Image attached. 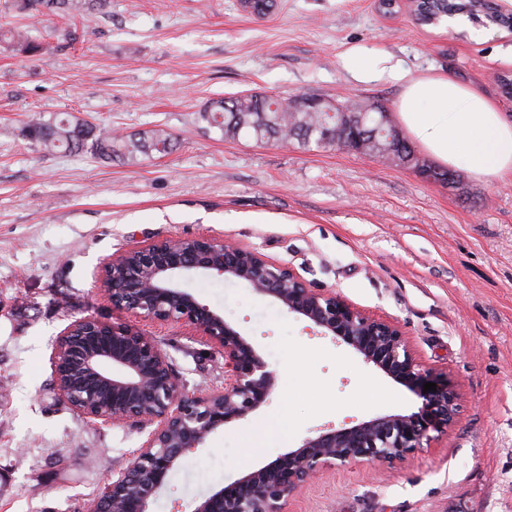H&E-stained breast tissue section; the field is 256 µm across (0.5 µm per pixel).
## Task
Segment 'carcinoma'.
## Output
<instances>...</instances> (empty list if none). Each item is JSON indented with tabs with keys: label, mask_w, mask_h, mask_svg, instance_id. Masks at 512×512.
<instances>
[{
	"label": "carcinoma",
	"mask_w": 512,
	"mask_h": 512,
	"mask_svg": "<svg viewBox=\"0 0 512 512\" xmlns=\"http://www.w3.org/2000/svg\"><path fill=\"white\" fill-rule=\"evenodd\" d=\"M108 3L109 0H14L13 8L30 17H79L91 22L105 12ZM0 40L9 41L16 52L26 57L38 56L49 49L47 43L35 40L24 26L1 25ZM201 118L226 140L291 144L303 149L312 145L349 149L346 141L324 136V126H335L325 106L300 110L289 97L250 92L231 99L215 98L207 103ZM21 135L46 152L89 153L99 159L128 163L142 157L166 156L177 144V137L165 129L122 133L92 126L68 113H59L47 120L35 116L23 126ZM385 149L400 150L406 157L413 152L406 140L401 143L382 140L380 146L368 147L367 155L381 157Z\"/></svg>",
	"instance_id": "obj_1"
}]
</instances>
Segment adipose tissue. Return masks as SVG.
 I'll return each mask as SVG.
<instances>
[{
	"instance_id": "obj_1",
	"label": "adipose tissue",
	"mask_w": 512,
	"mask_h": 512,
	"mask_svg": "<svg viewBox=\"0 0 512 512\" xmlns=\"http://www.w3.org/2000/svg\"><path fill=\"white\" fill-rule=\"evenodd\" d=\"M383 70L401 82L394 108L428 157L486 183L512 174V118L493 101L443 74L410 77L395 66Z\"/></svg>"
}]
</instances>
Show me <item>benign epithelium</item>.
Returning a JSON list of instances; mask_svg holds the SVG:
<instances>
[{
  "instance_id": "benign-epithelium-1",
  "label": "benign epithelium",
  "mask_w": 512,
  "mask_h": 512,
  "mask_svg": "<svg viewBox=\"0 0 512 512\" xmlns=\"http://www.w3.org/2000/svg\"><path fill=\"white\" fill-rule=\"evenodd\" d=\"M338 113L336 128L352 133L358 151L375 132L352 115ZM195 275L244 284L323 336L342 343L363 362L422 399L418 411L388 414L351 426L329 428L195 502L192 512H287L290 498L324 470L358 462L393 464L456 423L462 395L448 373L425 366L397 321L367 314L327 288H315L294 270L259 252L213 236L164 239L108 257L97 274L112 308L148 321L184 327L224 357V386L190 391L180 384L167 355L138 328L95 317L73 320L56 337L52 370L74 362L76 375L56 379V398L90 423L125 424L148 431L142 448L112 476L86 512H147L185 454L202 447L226 424L269 403L273 371L244 332L199 303L181 286ZM432 382L436 390L423 391Z\"/></svg>"
}]
</instances>
